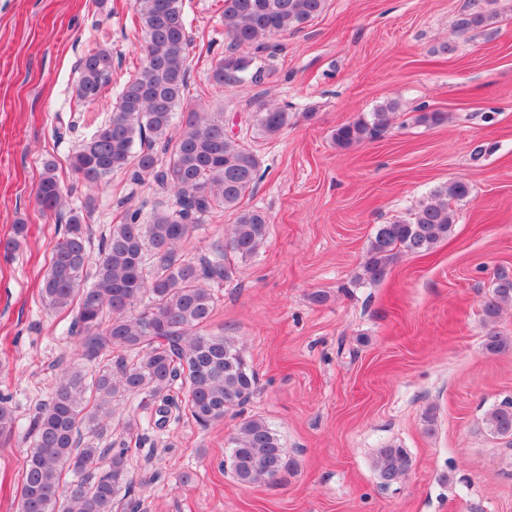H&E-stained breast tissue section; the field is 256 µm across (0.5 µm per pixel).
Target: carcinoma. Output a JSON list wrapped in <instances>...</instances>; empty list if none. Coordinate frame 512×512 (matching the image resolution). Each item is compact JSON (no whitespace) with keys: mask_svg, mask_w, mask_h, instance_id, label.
<instances>
[{"mask_svg":"<svg viewBox=\"0 0 512 512\" xmlns=\"http://www.w3.org/2000/svg\"><path fill=\"white\" fill-rule=\"evenodd\" d=\"M327 0H223L221 13L226 54L211 70L219 86L261 80L269 41L293 32L318 17ZM138 19L134 38L141 40V65L124 82L110 118L69 159L72 174L97 186L113 173L132 170L177 197L178 209L156 206L143 220V207L127 208L110 228L95 272L89 265L92 202L68 207V189L47 160L36 187L44 212L68 208L40 295L53 310L73 312L81 356L89 363L107 362L88 377L67 367L49 400L33 416L29 449L19 488L20 512H113L119 505L138 512L126 460L128 449L85 440L86 432H107L111 403L139 396L141 407L164 428L186 417L205 428L224 420L253 396L256 379L240 349L222 334L204 332L216 297L208 284L231 278L230 258L246 260L264 245L270 219L261 209L244 205L260 179V158L230 135L222 112H190L171 132L175 110L188 88V29L182 0H133ZM496 15L476 10L460 20L463 30L488 26ZM112 51L96 43L78 61L76 105L98 100L112 83ZM398 103L344 123L333 131L337 148L349 149L374 138L390 125ZM284 107L261 102L249 121L272 138L288 127ZM471 193L468 182L452 180L421 200L407 221L380 224L361 265V278L376 283L386 274L395 251L426 255L452 233V200ZM229 212L234 224L223 245L197 261L180 253L182 243L213 212ZM17 224L0 248L16 250L27 237ZM512 303V275L500 272L483 301L485 320L493 323ZM508 339L490 331L483 347L497 354ZM15 418L0 397V435L13 430ZM491 431L512 438V401L488 415ZM228 464L240 484L274 482L288 468L287 450L262 418L243 420L231 438ZM411 465L402 448L379 450L375 468L383 484L403 477Z\"/></svg>","mask_w":512,"mask_h":512,"instance_id":"obj_1","label":"carcinoma"}]
</instances>
